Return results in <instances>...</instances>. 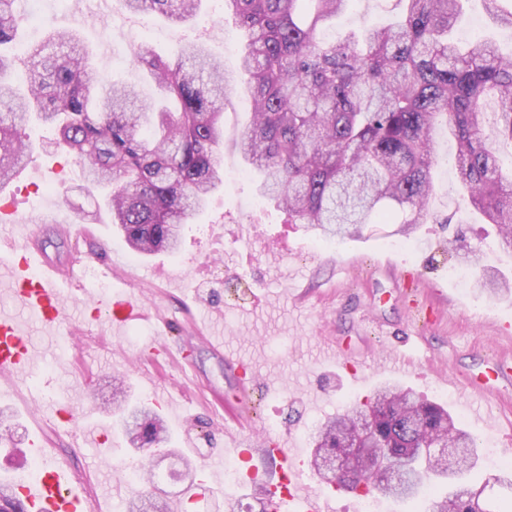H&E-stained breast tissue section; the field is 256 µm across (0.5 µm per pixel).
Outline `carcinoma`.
Here are the masks:
<instances>
[{
    "label": "carcinoma",
    "instance_id": "cac0c4a2",
    "mask_svg": "<svg viewBox=\"0 0 512 512\" xmlns=\"http://www.w3.org/2000/svg\"><path fill=\"white\" fill-rule=\"evenodd\" d=\"M134 14L156 13L172 24L196 17L202 0H123ZM398 18L339 40L318 31L351 0H224L242 30L239 74L251 99V121L238 149L260 174L262 197L323 239L353 238L368 224H397L407 236L430 216L436 138L455 149V180L498 246L512 253V168L498 160L512 149V54L492 38L466 47L451 37L462 0H399ZM495 21L512 29V0H485ZM22 25L14 0H0V188L28 159L25 132L35 120L51 127L55 145L82 169L84 189L104 193L112 223L141 253L176 250L182 226L224 184V61L200 41L172 61L146 50L136 56L171 102L156 109L133 86L97 71L77 30L10 55ZM23 58L26 87L11 73ZM474 287L509 293L508 280L482 268ZM128 442L165 441L163 420L146 407L121 409ZM381 458L361 452L366 444ZM444 445L453 457L429 448ZM352 457L340 476L327 458ZM474 438L440 405L394 385L369 402L326 419L313 441L312 466L328 486L407 500L423 487L448 484L430 512H475L465 476L477 467ZM127 512H170L152 492L136 493Z\"/></svg>",
    "mask_w": 512,
    "mask_h": 512
}]
</instances>
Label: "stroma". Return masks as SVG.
<instances>
[{
  "label": "stroma",
  "instance_id": "obj_1",
  "mask_svg": "<svg viewBox=\"0 0 512 512\" xmlns=\"http://www.w3.org/2000/svg\"><path fill=\"white\" fill-rule=\"evenodd\" d=\"M397 11L395 0H355L337 18L336 33L381 23ZM129 16L120 0L105 8L102 0H49L36 21L22 24L25 40L45 38L50 30L78 28L91 52L93 66L113 81L136 87L142 97L161 103L148 72L135 59L110 62L107 41L117 37ZM152 37L146 47L162 59H172L178 47L199 38L237 76V56L226 52L225 33L235 32L222 0H204L198 16L175 26L149 18ZM251 118L242 91L224 100V140L220 157L231 181L209 197L205 208L184 225L177 252L152 255L130 250L112 225L107 208L97 207L82 190L79 168L55 151L52 132L30 124L35 146L27 165L0 188L22 216L33 242L54 261L78 255L88 272L99 261L115 263L117 275L108 289L140 293L149 311L166 314L173 326L170 346L186 345L190 372L166 361L155 351L150 322L137 321L123 332L111 333L106 317L90 320L87 299L66 296L69 333H53L38 322L28 324L36 352L33 371L24 387L36 394L39 419L27 405L14 408L12 439L0 443V476L20 477L25 457L9 448L27 445V433L37 420L47 421L55 446L76 475L96 470L114 473L125 493L135 489L126 463L149 459L161 449L184 450L198 470L215 455L234 454L239 442H256L263 435L283 439L299 464H307L312 436L327 417L365 402L375 389L392 383L442 404L480 445V460L470 479L482 484L492 469L493 447L511 445L512 387L485 401L468 398L458 377L497 353L512 356V298L489 297L462 285L466 266L448 251V240L463 229L466 250L483 265L512 279V255L499 251L492 225L480 223L467 208L451 168L439 167L435 195L429 203L432 219L410 237L395 234L393 225H370L363 235L325 240L304 225L289 223L273 204L260 200L253 176L238 150L239 137ZM54 177L65 182L60 197L49 201L47 213L56 223L42 222L31 210L28 189ZM71 227L62 236L57 224ZM202 318L209 336L225 349L249 361L263 385L254 397L252 426L237 442L225 441L233 430L237 387L223 360L206 343L193 340L194 318ZM351 342L362 356L356 376L336 364L335 339ZM123 380L129 404L152 405L159 394L178 401L179 413L165 417L163 447L134 448L112 414V383ZM75 397L68 420L56 414L59 403ZM112 428L111 445L76 440L90 426ZM195 445L184 448L185 435ZM157 494L174 503L177 512H227L230 504H250L261 512L257 492L236 484L214 487L183 479L158 484Z\"/></svg>",
  "mask_w": 512,
  "mask_h": 512
}]
</instances>
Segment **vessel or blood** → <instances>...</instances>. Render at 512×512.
<instances>
[{
  "label": "vessel or blood",
  "mask_w": 512,
  "mask_h": 512,
  "mask_svg": "<svg viewBox=\"0 0 512 512\" xmlns=\"http://www.w3.org/2000/svg\"><path fill=\"white\" fill-rule=\"evenodd\" d=\"M17 225L10 210L0 211V243L9 247L6 273L11 295L18 306L43 325L58 327L65 319L64 294L85 291L84 266L78 261L62 265L47 259L37 247L13 244ZM95 304L104 309L117 330L145 316L138 297L132 295L105 296L96 299ZM30 350L23 322L0 312V378L12 380L24 374L31 366ZM226 363L236 373L240 416L248 418L251 394L260 387L257 373L241 359L230 357ZM461 386L477 397L500 393L512 386V363L504 357L486 361L465 375ZM52 445L50 436L41 431L28 440V452L38 459L41 468L35 479L17 488L26 512H94L96 504L87 485L71 484V476ZM247 453L263 454L278 462L277 482L260 489L269 512H336L333 493L312 490V476L296 464L290 449L280 439L271 437L249 446Z\"/></svg>",
  "instance_id": "obj_1"
}]
</instances>
